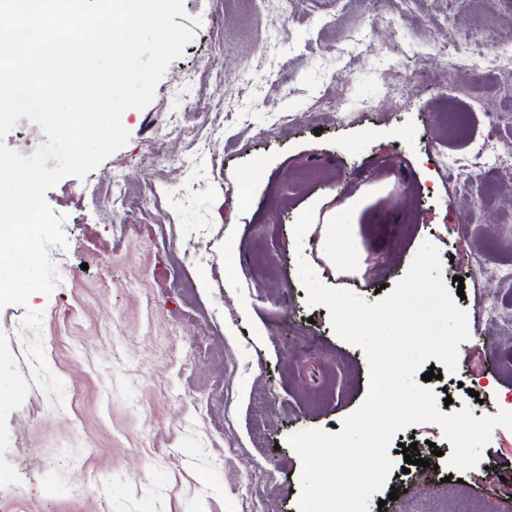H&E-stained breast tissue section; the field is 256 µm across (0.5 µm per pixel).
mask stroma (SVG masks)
I'll return each instance as SVG.
<instances>
[{"mask_svg": "<svg viewBox=\"0 0 512 512\" xmlns=\"http://www.w3.org/2000/svg\"><path fill=\"white\" fill-rule=\"evenodd\" d=\"M178 22L194 37L123 114L127 145L45 195L62 287L0 307V512H298L287 436L340 424L370 383L301 258L373 303L432 241L470 337L428 386L449 414L512 408V0H183ZM29 309L63 401L16 346ZM394 440L369 512H512V430L462 472L435 424Z\"/></svg>", "mask_w": 512, "mask_h": 512, "instance_id": "1", "label": "stroma"}]
</instances>
